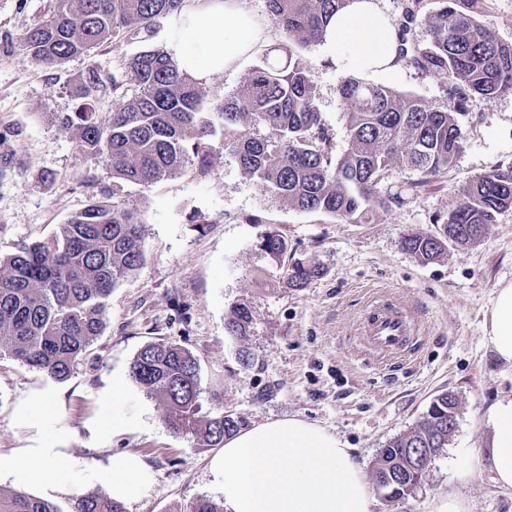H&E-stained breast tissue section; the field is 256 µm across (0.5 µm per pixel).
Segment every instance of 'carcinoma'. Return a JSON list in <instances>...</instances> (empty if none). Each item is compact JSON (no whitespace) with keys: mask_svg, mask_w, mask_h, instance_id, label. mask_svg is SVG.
<instances>
[{"mask_svg":"<svg viewBox=\"0 0 512 512\" xmlns=\"http://www.w3.org/2000/svg\"><path fill=\"white\" fill-rule=\"evenodd\" d=\"M348 0H267L271 19L302 47L322 42L330 18ZM428 20V40L408 39L416 13L393 22L397 59L434 73L462 109L472 96L512 94V43L476 18L478 0H442ZM184 0H56L48 19L19 39L31 59L60 67L97 46L140 38ZM127 87L106 123L94 108L99 81L89 77L76 89L79 104L64 119L85 154L112 173V199L94 200L71 215L43 241L23 244L0 257V358L62 382L105 329L112 290L143 264L141 222L128 207L125 185L150 187L193 163L207 173L215 138L244 173L288 205L351 224H368L397 197L383 194V173L394 161L416 170L425 185L452 167L462 147L456 113L392 87L345 78L339 95L347 107L350 147L333 162L329 134L318 112L316 91L303 60L286 48L265 55L249 78L206 112L196 79L159 49L143 50L124 62ZM512 210V166H493L462 189L437 235L404 239L422 262L438 259L448 245L475 243L497 214ZM260 247L284 269L285 283L299 286L318 274L303 262H288V240L273 232ZM252 314L237 304L225 324L237 339L250 335ZM131 377L166 407L165 423L175 434H198L208 446L237 432L234 414L202 412L199 365L184 347L149 343L135 356ZM459 399L442 393L409 431L380 449L373 468L376 489L393 501L405 493L401 477L417 451L438 455L448 447ZM0 512H124L107 496L82 494L65 511L50 500L0 488Z\"/></svg>","mask_w":512,"mask_h":512,"instance_id":"carcinoma-1","label":"carcinoma"}]
</instances>
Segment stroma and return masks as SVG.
I'll use <instances>...</instances> for the list:
<instances>
[{
    "label": "stroma",
    "mask_w": 512,
    "mask_h": 512,
    "mask_svg": "<svg viewBox=\"0 0 512 512\" xmlns=\"http://www.w3.org/2000/svg\"><path fill=\"white\" fill-rule=\"evenodd\" d=\"M55 0H0V256L51 236L90 200L112 195L101 160L82 153L60 116L74 112L75 87L98 75L105 89L96 105L111 115L110 86L121 61L156 48L168 50V19L146 41L106 42L59 68L26 56L19 38L49 17ZM391 19L415 8L411 42L427 39L426 20L438 0H378ZM330 136L329 157L349 148L346 106L338 94L343 73L321 46L301 54ZM374 82L420 96L443 109L455 102L432 74L399 61ZM462 149L447 173L418 186L416 171L393 164L381 182L398 201L369 224H349L297 210L243 173L235 157L216 149L206 174L193 166L150 188L127 185L125 198L143 226L146 257L107 301V327L63 382L11 359H0V451L71 448L89 463L79 475L83 492L111 495L104 468L117 451L138 454L155 474L154 489L125 512H186L198 498L219 503L221 483L208 468L214 448L166 427L164 406L130 377L146 344L174 342L196 358L203 407L241 417L245 428L297 417L332 432L353 448L371 472L380 448L410 430L433 398L461 400L455 431L415 493L386 501L374 512H430L433 499L455 495L464 512H512V490L499 487L486 460L484 421L499 393L512 389V365L485 339L496 288L512 281V210L497 215L472 246L449 247L420 262L402 246L411 234L438 232V219L459 201L462 188L496 165H512V94L470 99L460 110ZM278 232L293 260L317 266L304 287L283 281L280 266L259 247ZM376 300L399 305L420 326L414 345L381 356L363 344L358 325ZM249 304L251 334L228 336L234 305ZM248 348L249 366L239 361ZM125 396L112 397L114 381ZM52 398V416L40 417L26 398ZM123 416L116 436L102 434V413Z\"/></svg>",
    "instance_id": "35a3bbf8"
}]
</instances>
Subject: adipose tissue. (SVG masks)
<instances>
[{
	"mask_svg": "<svg viewBox=\"0 0 512 512\" xmlns=\"http://www.w3.org/2000/svg\"><path fill=\"white\" fill-rule=\"evenodd\" d=\"M170 48L179 68L199 81L235 67L266 38V27L238 0H201L170 21ZM323 52L340 72L376 74L395 60V35L376 0H350L325 31ZM495 354L512 364V282L499 284L485 326ZM486 453L497 483L512 489V392L488 408ZM85 462L66 448H15L0 453L12 483L46 493L79 494ZM224 483L225 512H374L375 502L349 444L299 418L269 421L224 441L210 462ZM114 499L136 502L155 486L153 472L133 453L113 454L105 469Z\"/></svg>",
	"mask_w": 512,
	"mask_h": 512,
	"instance_id": "obj_1",
	"label": "adipose tissue"
}]
</instances>
